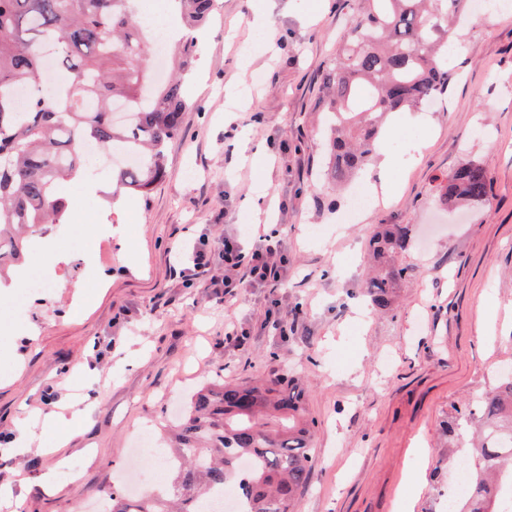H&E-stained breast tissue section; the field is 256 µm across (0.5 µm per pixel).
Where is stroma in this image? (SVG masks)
<instances>
[{"mask_svg": "<svg viewBox=\"0 0 512 512\" xmlns=\"http://www.w3.org/2000/svg\"><path fill=\"white\" fill-rule=\"evenodd\" d=\"M362 0H218L199 40L183 135L166 173L133 209L91 198L86 215L125 239L108 265L54 240L38 266L58 287L29 311L0 300V430L36 440L0 468L21 486L23 512H103L112 487L133 488L154 458L135 459L156 429L217 375L235 382L294 368L308 386L314 466L296 512H447L443 490L467 448L441 431L489 391L512 363V7L462 25L454 77L438 111H413L406 158L373 155L359 180L397 190L341 223L349 191L324 183L323 76ZM263 12L279 37L254 26ZM255 87L248 100L238 92ZM492 181L481 205L441 201L463 162ZM275 230L282 280L226 299L172 275L182 242L200 236L258 241ZM405 224L397 263L408 276L387 312L362 289L374 239ZM84 301L74 304L73 288ZM287 333L273 325L292 305ZM247 331L244 345L224 336ZM61 405L81 400L85 422L58 446L54 427L30 419L48 387Z\"/></svg>", "mask_w": 512, "mask_h": 512, "instance_id": "obj_1", "label": "stroma"}]
</instances>
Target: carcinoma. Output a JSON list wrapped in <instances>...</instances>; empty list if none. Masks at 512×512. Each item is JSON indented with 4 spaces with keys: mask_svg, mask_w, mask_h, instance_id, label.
Listing matches in <instances>:
<instances>
[{
    "mask_svg": "<svg viewBox=\"0 0 512 512\" xmlns=\"http://www.w3.org/2000/svg\"><path fill=\"white\" fill-rule=\"evenodd\" d=\"M346 30L345 49L326 71L330 112L326 174L341 183L367 165L387 116L421 108L448 91V56L469 0H365ZM216 0H171L177 25L193 32L209 23ZM136 0H0V282L12 280L24 252L52 224L66 221L57 185L87 172L83 145L121 149L136 162L111 171L112 196L147 195L166 171V148L180 136L187 94L181 74H151ZM196 41L181 38L178 67ZM59 80L45 85V62ZM31 91L26 107L16 104ZM491 188L484 168L467 162L440 186L445 201L477 206ZM409 235L389 224L373 242L366 288L385 311L407 270L394 264ZM446 435L470 423L479 468L473 494L456 512H500V476L512 473V376L459 410ZM313 422L306 389L288 372L258 384L218 379L192 395L161 447L171 481L157 493L131 497L114 488L112 512H201L202 501L232 487L239 512H292L313 466Z\"/></svg>",
    "mask_w": 512,
    "mask_h": 512,
    "instance_id": "cac0c4a2",
    "label": "carcinoma"
}]
</instances>
